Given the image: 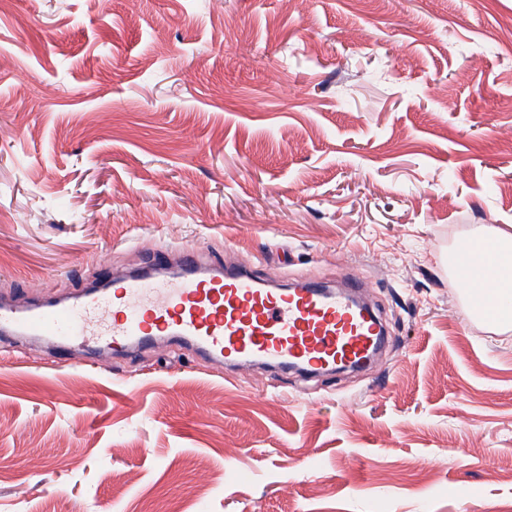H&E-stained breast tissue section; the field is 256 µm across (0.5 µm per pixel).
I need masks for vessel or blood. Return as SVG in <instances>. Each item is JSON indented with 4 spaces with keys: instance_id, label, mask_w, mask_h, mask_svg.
<instances>
[{
    "instance_id": "vessel-or-blood-1",
    "label": "vessel or blood",
    "mask_w": 512,
    "mask_h": 512,
    "mask_svg": "<svg viewBox=\"0 0 512 512\" xmlns=\"http://www.w3.org/2000/svg\"><path fill=\"white\" fill-rule=\"evenodd\" d=\"M480 262L494 264V253L481 240L464 241L458 276L470 287V315L485 320L498 317L502 304L492 282L476 277ZM101 273L107 291L73 302L1 304L0 332L52 339L62 353L76 341L103 352L164 337L216 362L296 365L309 374L358 363L380 342L383 324L353 275L337 290L309 280L279 288L249 264L208 265L192 250L160 252L144 273L114 277L106 265Z\"/></svg>"
}]
</instances>
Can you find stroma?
I'll return each instance as SVG.
<instances>
[{"label": "stroma", "mask_w": 512, "mask_h": 512, "mask_svg": "<svg viewBox=\"0 0 512 512\" xmlns=\"http://www.w3.org/2000/svg\"><path fill=\"white\" fill-rule=\"evenodd\" d=\"M510 224L512 0H17L1 302L192 248L356 274L388 340L314 379L0 342V512H512V327L449 265Z\"/></svg>", "instance_id": "35a3bbf8"}]
</instances>
